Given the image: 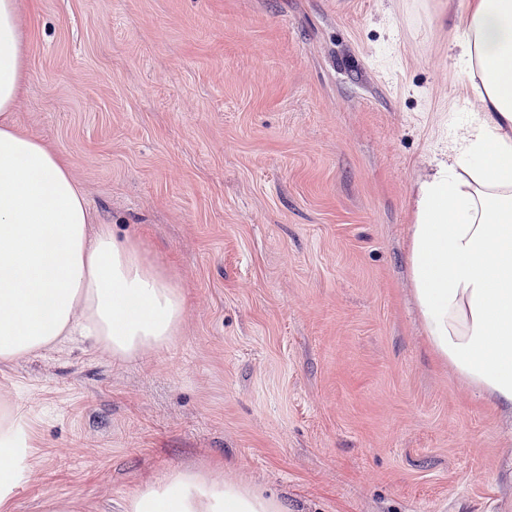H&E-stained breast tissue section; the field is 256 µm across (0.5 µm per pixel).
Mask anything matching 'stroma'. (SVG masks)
I'll return each instance as SVG.
<instances>
[{"label":"stroma","mask_w":512,"mask_h":512,"mask_svg":"<svg viewBox=\"0 0 512 512\" xmlns=\"http://www.w3.org/2000/svg\"><path fill=\"white\" fill-rule=\"evenodd\" d=\"M468 0H20L17 128L185 301L131 362L0 363L29 423L13 512H124L178 469L285 512H512V416L428 350L405 251L472 112Z\"/></svg>","instance_id":"1"}]
</instances>
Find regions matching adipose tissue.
Segmentation results:
<instances>
[{"label":"adipose tissue","mask_w":512,"mask_h":512,"mask_svg":"<svg viewBox=\"0 0 512 512\" xmlns=\"http://www.w3.org/2000/svg\"><path fill=\"white\" fill-rule=\"evenodd\" d=\"M18 0H0V361L74 336L132 361L167 345L185 302L110 225L92 226L63 157L12 119L25 81ZM479 109L414 201L406 250L425 342L457 381L512 410V0H468L453 44ZM31 429L0 407V512L30 468ZM126 512H283L255 487L193 470L144 486Z\"/></svg>","instance_id":"adipose-tissue-1"}]
</instances>
